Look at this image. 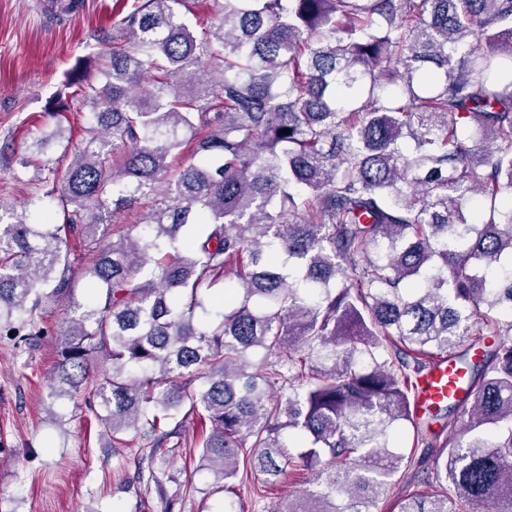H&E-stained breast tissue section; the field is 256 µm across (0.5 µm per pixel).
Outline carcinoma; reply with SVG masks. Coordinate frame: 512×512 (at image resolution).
Wrapping results in <instances>:
<instances>
[{"mask_svg":"<svg viewBox=\"0 0 512 512\" xmlns=\"http://www.w3.org/2000/svg\"><path fill=\"white\" fill-rule=\"evenodd\" d=\"M185 5L115 0L124 41L69 70L90 137L42 223L0 215V331L67 298L51 398L97 374L102 435L150 459L198 416L223 489L319 468L272 512H378L420 447L436 492L395 512H512V0H223L212 41ZM444 357L470 389L429 438L415 385ZM69 248L73 253H75V257L78 260H75V263L72 265V270L70 272V278L74 285V292L79 297H84L90 291L88 288L86 280L82 277V266L81 261L84 260L85 255H83V250L80 247L78 242H75L73 238L68 239Z\"/></svg>","mask_w":512,"mask_h":512,"instance_id":"obj_1","label":"carcinoma"}]
</instances>
